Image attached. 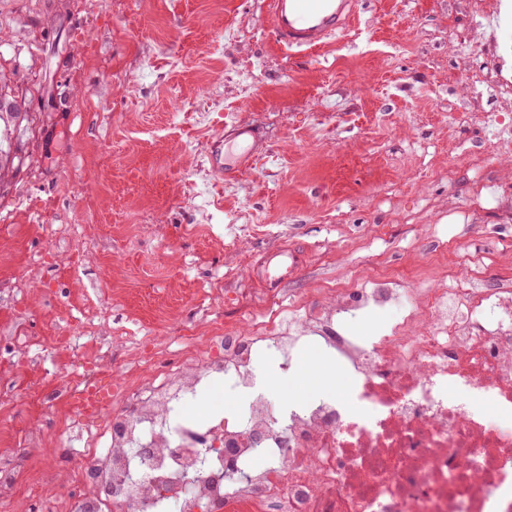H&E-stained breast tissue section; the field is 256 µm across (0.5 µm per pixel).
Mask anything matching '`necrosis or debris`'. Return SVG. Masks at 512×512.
<instances>
[{"label": "necrosis or debris", "instance_id": "4bbe7bcc", "mask_svg": "<svg viewBox=\"0 0 512 512\" xmlns=\"http://www.w3.org/2000/svg\"><path fill=\"white\" fill-rule=\"evenodd\" d=\"M453 119L491 132L473 169L512 157L505 113ZM463 261L464 274L376 273L284 318L248 309L247 329L220 328L202 343L186 329L176 362L149 375L154 339L134 337L117 382L105 336L83 329L79 362L63 367L60 433L81 435L77 454L94 476L38 502L49 512H106L96 489L109 483L131 488L123 512H512V278L486 287L482 257ZM397 306L404 315L384 335L346 328ZM307 346L336 363L345 393L274 404L260 358L288 369ZM217 384L236 406L187 415ZM139 446L153 450L142 480Z\"/></svg>", "mask_w": 512, "mask_h": 512}]
</instances>
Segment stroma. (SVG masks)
<instances>
[{"label":"stroma","instance_id":"obj_1","mask_svg":"<svg viewBox=\"0 0 512 512\" xmlns=\"http://www.w3.org/2000/svg\"><path fill=\"white\" fill-rule=\"evenodd\" d=\"M484 3L481 18L463 0H359L331 44L300 54L274 41L264 0H0V83L20 103L0 115L14 158L0 178V347L21 327L41 360L17 369L0 428L46 437L15 457L19 478L52 467L58 494L81 465L36 395L58 385L55 355L86 320L150 329L168 364L184 327L201 341L245 327L195 289L261 287L266 264L280 295L308 301L378 271L465 272L463 244L487 281L512 272V222L448 208L472 199L468 159L488 146L448 111L466 96L504 111L474 78L512 77V22L502 0ZM470 41L484 48L464 67ZM233 123L256 132L259 154L226 179L210 146Z\"/></svg>","mask_w":512,"mask_h":512}]
</instances>
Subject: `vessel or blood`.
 Instances as JSON below:
<instances>
[{"instance_id":"obj_1","label":"vessel or blood","mask_w":512,"mask_h":512,"mask_svg":"<svg viewBox=\"0 0 512 512\" xmlns=\"http://www.w3.org/2000/svg\"><path fill=\"white\" fill-rule=\"evenodd\" d=\"M356 6L357 0H266L265 22L281 48L305 53L328 45L351 21ZM254 137L253 129L243 124L225 131V144L244 151L237 163H225V177L252 166Z\"/></svg>"}]
</instances>
